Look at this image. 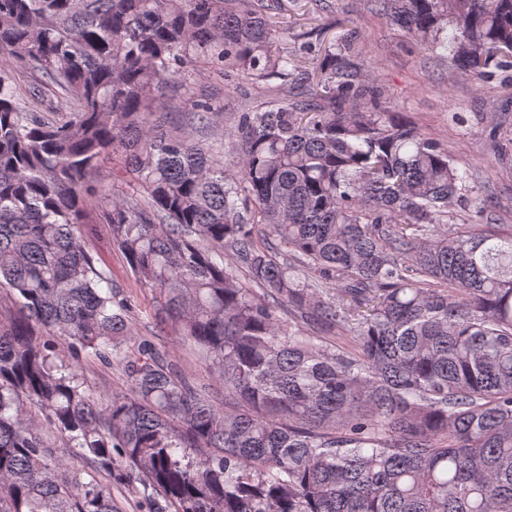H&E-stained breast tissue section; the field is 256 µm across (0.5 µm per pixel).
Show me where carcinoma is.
<instances>
[{"label": "carcinoma", "mask_w": 512, "mask_h": 512, "mask_svg": "<svg viewBox=\"0 0 512 512\" xmlns=\"http://www.w3.org/2000/svg\"><path fill=\"white\" fill-rule=\"evenodd\" d=\"M373 3L452 71L512 68V0ZM281 10L0 0V512H117L105 476L140 512H512V235L448 222L468 169L379 109L355 37L273 52ZM193 62L307 86L224 131L230 175L200 140L208 100L176 131L157 116ZM19 71L54 101L20 98ZM111 151L139 195L95 180ZM104 197L157 331L197 347L224 405L117 342L134 307L84 231ZM83 359L128 390L102 401Z\"/></svg>", "instance_id": "obj_1"}]
</instances>
